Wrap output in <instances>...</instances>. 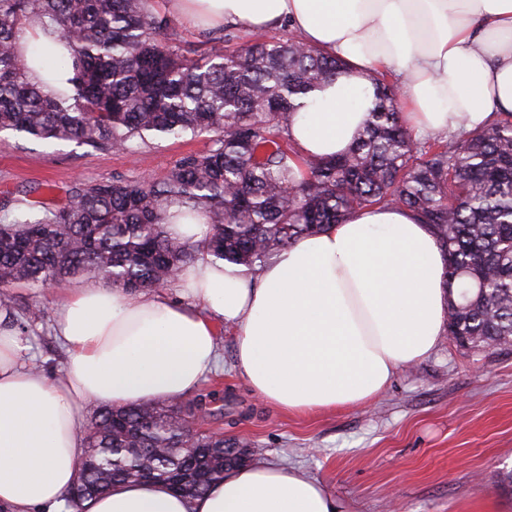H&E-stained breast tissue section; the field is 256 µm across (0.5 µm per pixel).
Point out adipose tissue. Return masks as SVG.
<instances>
[{"instance_id":"ef3b65f1","label":"adipose tissue","mask_w":512,"mask_h":512,"mask_svg":"<svg viewBox=\"0 0 512 512\" xmlns=\"http://www.w3.org/2000/svg\"><path fill=\"white\" fill-rule=\"evenodd\" d=\"M183 23L270 30L347 61L288 125L299 154L346 152L373 106L370 74L401 77L403 120L455 133L512 113V0H170ZM179 299L101 282L69 289L54 314L66 351L56 377L29 366L26 340L0 316V506L58 512L73 484L91 401L175 399L219 364L217 329L236 336V373L291 412L364 404L396 368L436 347L445 326V257L405 208L360 210L300 238L255 271L201 255L175 279ZM81 512H348L280 462L225 471L201 497L126 483Z\"/></svg>"}]
</instances>
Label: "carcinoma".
Wrapping results in <instances>:
<instances>
[{
	"instance_id": "1",
	"label": "carcinoma",
	"mask_w": 512,
	"mask_h": 512,
	"mask_svg": "<svg viewBox=\"0 0 512 512\" xmlns=\"http://www.w3.org/2000/svg\"><path fill=\"white\" fill-rule=\"evenodd\" d=\"M40 20L52 91L31 81L16 52L22 25ZM170 22L149 0H0V132L98 150L133 151L150 138L211 136L157 182L80 183L65 202L8 199L0 222V310L8 290L110 272L112 287L151 291L199 254L252 271L298 239L365 208L401 205L429 226L446 256L448 335L473 348L512 343V117L471 131L421 138L404 124L401 86L388 71L370 80L375 101L344 154L302 158L283 129L344 63L297 39L262 31L239 45L233 30L196 54L157 35ZM202 213L211 234L170 236L168 208ZM215 395L182 403L99 406L67 497L83 501L116 484L160 483L200 496L210 477L245 462L220 429Z\"/></svg>"
}]
</instances>
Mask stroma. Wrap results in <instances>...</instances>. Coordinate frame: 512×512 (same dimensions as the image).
I'll return each instance as SVG.
<instances>
[{
	"label": "stroma",
	"instance_id": "1",
	"mask_svg": "<svg viewBox=\"0 0 512 512\" xmlns=\"http://www.w3.org/2000/svg\"><path fill=\"white\" fill-rule=\"evenodd\" d=\"M209 135L151 139L135 154L0 134V200L38 185L56 198L78 183L163 179ZM14 288L18 308L40 303L27 335L31 359L56 374L64 353L54 311L69 290ZM221 364L200 386L224 398L225 437L252 448V461H282L323 483L351 512H512V346L464 350L448 336L425 358L398 368L372 404L294 413L261 401L234 370L235 337L218 330Z\"/></svg>",
	"mask_w": 512,
	"mask_h": 512
}]
</instances>
